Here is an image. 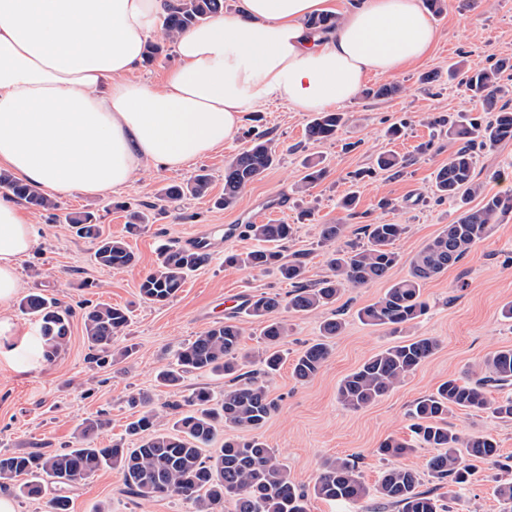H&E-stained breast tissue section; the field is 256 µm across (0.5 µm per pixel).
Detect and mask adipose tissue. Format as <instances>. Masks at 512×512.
I'll return each mask as SVG.
<instances>
[{
	"label": "adipose tissue",
	"instance_id": "adipose-tissue-1",
	"mask_svg": "<svg viewBox=\"0 0 512 512\" xmlns=\"http://www.w3.org/2000/svg\"><path fill=\"white\" fill-rule=\"evenodd\" d=\"M167 0H0V165L55 196L133 186L150 168H190L270 102L320 112L373 75L421 59L438 32L422 0H246L178 34L160 86L137 80ZM338 13L334 29L307 20ZM38 224L0 192V357L24 351L6 312L25 283Z\"/></svg>",
	"mask_w": 512,
	"mask_h": 512
}]
</instances>
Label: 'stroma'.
Here are the masks:
<instances>
[{
	"label": "stroma",
	"mask_w": 512,
	"mask_h": 512,
	"mask_svg": "<svg viewBox=\"0 0 512 512\" xmlns=\"http://www.w3.org/2000/svg\"><path fill=\"white\" fill-rule=\"evenodd\" d=\"M446 2L443 13L433 17L440 38L432 51L399 73L373 76L367 81L371 87L398 84L400 93L388 98L356 95L343 108L346 122L335 140H308L305 128L311 113L292 112L277 102L248 112L245 129L256 125L265 130L277 148L278 159L242 192L233 207L224 209L215 201L224 193L225 163L248 145L245 129L224 148L196 161L194 169L144 171L118 196L73 194L60 198L61 212L93 211L104 233L126 238L138 258L131 269L116 272L98 266L93 260L92 242L74 236L51 212L31 209L30 215L41 231L37 247L21 263L28 293L54 296L74 307L87 299L125 306L131 310V322L114 341L117 358L102 364L92 360L78 317L71 322L66 346L52 360L35 357L30 350L9 361L0 359V453H50L67 448L73 444L77 428L101 411L111 423L98 433L95 443L100 448L109 446L124 437L127 423L137 416L129 399L141 390L153 395L159 411L157 430L169 429L167 405L171 396L157 386V371L173 361L180 344L217 323H241L243 349L261 350V326L243 312L242 304L262 292L287 295L291 287L276 273L226 265L225 253L245 252L256 246L243 234L227 236L226 230L231 225L254 222L263 204L284 196L287 207L274 212L271 219L295 225L296 233L286 250L304 254L306 278L312 284L328 272V248L319 237L321 225L407 227L396 243L401 260L391 270L389 281L349 289L334 305L313 314L299 316L285 309L278 313L290 328L284 348L292 358L319 339L324 319L338 316L344 321L342 333L330 339V356L314 378L298 381L286 364L266 380L278 409L259 434L279 452L290 480L309 490L308 512H374L376 501L372 498L355 506L312 495L323 460L336 456L355 457L362 481L371 487L385 470L406 468L422 473L424 487L436 488L438 496L447 498L450 512H512L496 494L500 482L512 480V473L503 469L504 464H512V422L497 419L491 411L457 410L448 416L452 429L491 437L498 448L494 463L472 462L465 449H458L462 465L471 467L472 476L454 490L437 487L435 479L427 476L431 449L418 445L401 456L377 452L387 436L410 439L408 410L416 399L430 394L445 380L467 377L494 352L512 348V321L502 315L503 308L512 303V215L494 225L490 235L459 264L423 286L428 310L413 333L438 340L434 355L365 409L349 410L337 399L343 378L380 350L404 339L403 334L362 324L358 309L382 298L390 281L406 277L411 257L459 214L458 203H436L432 192L434 173L447 162V152L417 150L436 133L427 123L429 117L472 108L464 86L448 78L449 65L465 60L489 66L498 59L512 58V0ZM426 75L432 76V83H423ZM401 121L406 124L404 136L388 141L385 130ZM386 150L406 156V168L350 184L351 172L373 166L377 155ZM308 157L324 160L329 174L302 193L297 185L302 162ZM198 168L212 175L208 196L187 197L172 205L160 199L163 187L190 180ZM475 175L487 193H512V141L478 152ZM353 189L359 202L351 216L338 202ZM385 198L390 204L384 208L380 202ZM118 199L128 208L147 214L148 222L139 235L127 236L125 210L114 206ZM304 210L311 211L310 220H300ZM197 236L210 244L209 262L192 272L169 302L152 304L141 299L140 280L156 265L160 248L189 247ZM126 348L131 354L124 359L120 353ZM68 495L70 512H96L100 506L109 512H192L189 503L174 497L148 503L133 499L125 493L114 468L82 480Z\"/></svg>",
	"instance_id": "1"
}]
</instances>
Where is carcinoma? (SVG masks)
Instances as JSON below:
<instances>
[{
	"mask_svg": "<svg viewBox=\"0 0 512 512\" xmlns=\"http://www.w3.org/2000/svg\"><path fill=\"white\" fill-rule=\"evenodd\" d=\"M224 13V0H173L165 19L163 42L148 45L145 61L150 63L173 41L176 34L213 16ZM506 60L491 67L461 65L448 70L451 77H461L475 109L491 113L482 116L461 114L451 121L436 116L432 124L447 128L448 162L434 177L437 199H458L466 204L480 196L481 205L461 211L458 217L437 236L428 241L410 260L408 275L394 282L384 297L358 311L361 321L400 332L410 327L427 310L422 300L423 285L458 264L478 243L489 235L492 226L512 213V195L486 194L482 183L475 180L476 151L492 148L512 140V109L499 100L509 93L500 84V74L511 68ZM340 112H318L308 123L307 138L326 141L336 137L344 125ZM249 145L224 167V197L219 204L229 208L236 204L247 186L257 180L276 161V150L265 134L249 131ZM407 159L394 151L378 155L376 167L356 171L353 180L373 176L376 171L399 173ZM305 174L300 189L308 190L322 181L326 169L310 159L304 162ZM211 179L200 173L185 185L167 187L163 196L177 202L185 196L203 197ZM0 189L7 190L32 207L55 210L57 204L41 188L0 171ZM64 222L80 238L96 241L94 260L100 266L120 272L136 263L135 254L122 239L103 236L97 217L91 212H69ZM347 225L323 224L321 243L343 246L329 252L328 274L314 285L306 282V263L302 254L285 259L280 247L290 241L292 224H245L242 233L259 243L245 254L225 258L230 265L249 270L275 269L291 283L293 291L283 298L263 293L248 298L246 312L263 327L264 349L254 357L241 348L243 329L234 321L214 325L182 345L175 363L160 370L158 384L176 388L182 376L206 372L231 378L232 386L224 398L214 404L206 389H199L168 404L173 424L170 430L155 429L157 413L148 408L151 397L146 392L131 398V403L147 407L127 425V433L139 437V444L127 448L121 441L106 448L90 445L91 434L108 425L101 413L81 425L74 448L53 453L40 451L0 453V488L23 476L16 485L18 494L28 499H41L46 494L43 477L59 486L49 501L50 512H69L66 490L81 479L104 468H117L125 493L140 500L156 497H177L193 505L194 512H224V504L232 512H308L307 494L289 479L276 449L269 447L253 431L264 426L277 410L261 378L277 371L288 360L282 344L288 336L287 324L276 317L286 307L296 313L311 314L336 303L350 288H360L386 279L398 264L400 254L395 244L407 232L403 224H364L358 228L364 243L346 240ZM208 254L197 248L166 246L160 251L157 266L148 272L139 285L141 297L162 304L183 288L189 273L204 265ZM23 312L39 323L46 346L45 357L52 359L69 336L71 308L54 297L31 294L20 301ZM85 338L92 358L98 360L112 353V342L128 326L129 311L99 303L85 308L82 314ZM438 341L430 336H416L381 350L368 358L339 384L338 399L351 410L358 411L389 393L406 376L415 372L436 352ZM329 357L324 341L316 342L299 354L292 363V373L300 381L315 377ZM252 364L248 371L243 367ZM512 385V348L496 351L486 359L474 378H451L436 391L417 399L410 409L411 433L425 448H435L427 462L428 473L438 482L460 487L467 483L469 469L460 467L456 450L466 449L477 462L497 455L495 441L486 436L462 435L448 427V413L491 410L499 419L512 422V398L496 401L491 390ZM231 424L249 431L247 438H226L215 456L203 457V449L214 441L222 425ZM410 449L407 441L390 436L377 452L399 456ZM421 476L410 469L393 468L384 473L374 488L361 480L355 461L348 457L326 459L313 486L316 496L337 502L360 504L376 493L396 512H443V504L431 490L421 489Z\"/></svg>",
	"mask_w": 512,
	"mask_h": 512,
	"instance_id": "1",
	"label": "carcinoma"
}]
</instances>
